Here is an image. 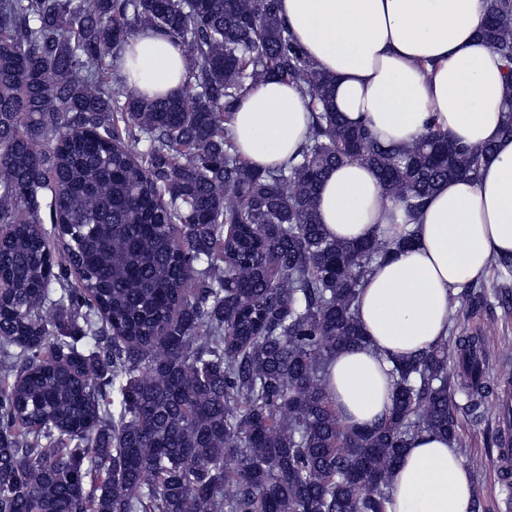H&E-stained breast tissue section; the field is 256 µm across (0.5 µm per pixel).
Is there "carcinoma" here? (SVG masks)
Segmentation results:
<instances>
[{
	"label": "carcinoma",
	"mask_w": 512,
	"mask_h": 512,
	"mask_svg": "<svg viewBox=\"0 0 512 512\" xmlns=\"http://www.w3.org/2000/svg\"><path fill=\"white\" fill-rule=\"evenodd\" d=\"M486 3L512 136V0ZM141 33L180 43L176 93L112 94ZM271 79L312 126L258 168L228 125ZM334 84L279 0H0V512H387L408 441L457 437L456 394L473 411L488 390L453 300L450 339L394 365L381 424L336 416L329 360L366 343L359 290L412 234L332 238L318 201L359 162L410 222L493 148L434 124L386 146Z\"/></svg>",
	"instance_id": "1"
}]
</instances>
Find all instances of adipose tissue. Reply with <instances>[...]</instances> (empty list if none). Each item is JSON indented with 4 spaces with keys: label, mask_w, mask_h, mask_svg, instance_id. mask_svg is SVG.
<instances>
[{
    "label": "adipose tissue",
    "mask_w": 512,
    "mask_h": 512,
    "mask_svg": "<svg viewBox=\"0 0 512 512\" xmlns=\"http://www.w3.org/2000/svg\"><path fill=\"white\" fill-rule=\"evenodd\" d=\"M279 9L317 68L336 76L338 109L383 143L416 140L433 122L453 142L493 147L477 178L440 183L409 225L363 164L339 167L322 186L319 216L330 236L412 238L374 264L360 289L365 345L328 366L338 416L370 428L391 406L396 360L447 339L451 295L485 279L494 259L512 256L507 80L481 37L486 0H280ZM185 70L182 48L168 36L142 35L126 47L122 73L135 92H175ZM310 123L295 85L271 80L241 102L230 133L253 165L277 167L295 156ZM473 502V477L455 442L429 433L412 439L388 512H472Z\"/></svg>",
    "instance_id": "ef3b65f1"
}]
</instances>
